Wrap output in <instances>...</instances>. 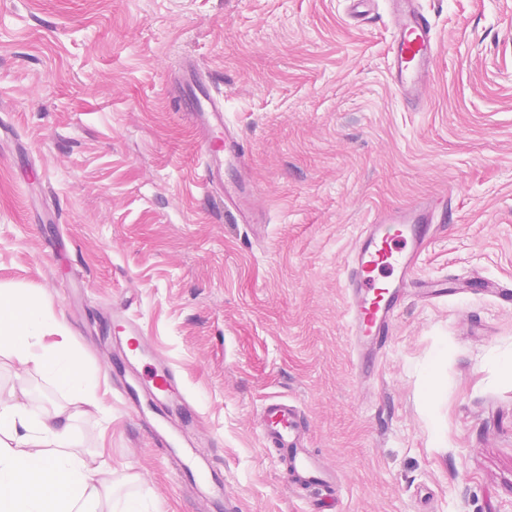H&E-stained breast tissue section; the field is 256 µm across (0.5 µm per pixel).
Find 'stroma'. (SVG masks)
<instances>
[{"label": "stroma", "mask_w": 512, "mask_h": 512, "mask_svg": "<svg viewBox=\"0 0 512 512\" xmlns=\"http://www.w3.org/2000/svg\"><path fill=\"white\" fill-rule=\"evenodd\" d=\"M439 42L426 107L387 73L389 18L347 0H0V286L46 298L97 383L76 427L150 512L201 508L112 379L130 302L178 373L196 454L239 512H315L256 421L297 403L339 470L332 512H512V0H422ZM193 60L245 141L268 223L199 179L173 107ZM451 193L423 279L361 367L343 267L379 210Z\"/></svg>", "instance_id": "1"}]
</instances>
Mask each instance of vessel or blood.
Masks as SVG:
<instances>
[{"instance_id":"obj_1","label":"vessel or blood","mask_w":512,"mask_h":512,"mask_svg":"<svg viewBox=\"0 0 512 512\" xmlns=\"http://www.w3.org/2000/svg\"><path fill=\"white\" fill-rule=\"evenodd\" d=\"M392 27L389 51L390 82L411 107H423L431 85L439 44L430 16L419 0H388ZM188 93L177 103L198 131L203 156V186L224 200V212L240 224L265 223L257 201L241 138L224 121V104L204 82L195 65L182 74ZM450 195L423 197L413 204L376 213L365 224L351 251L345 271L347 314L352 348L358 358L381 350L406 297L425 241L448 221ZM115 332L116 378L126 404L134 411L150 409L166 422L152 428L157 447L174 458L180 483L206 485V497L233 512L234 501L223 483L209 479L194 459L179 455L173 435L188 437L192 421L177 372L149 345L138 319L127 305L112 309ZM262 448L283 462L287 484L324 496L336 494L338 472L319 453L307 448L306 429L299 408L278 397L264 402L257 422Z\"/></svg>"}]
</instances>
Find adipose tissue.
I'll use <instances>...</instances> for the list:
<instances>
[{
    "mask_svg": "<svg viewBox=\"0 0 512 512\" xmlns=\"http://www.w3.org/2000/svg\"><path fill=\"white\" fill-rule=\"evenodd\" d=\"M65 328L41 297L0 289V349L20 374L35 371L66 395L47 410L23 401L26 387L0 391V512H103L105 463L78 454L74 422L100 401Z\"/></svg>",
    "mask_w": 512,
    "mask_h": 512,
    "instance_id": "1",
    "label": "adipose tissue"
}]
</instances>
